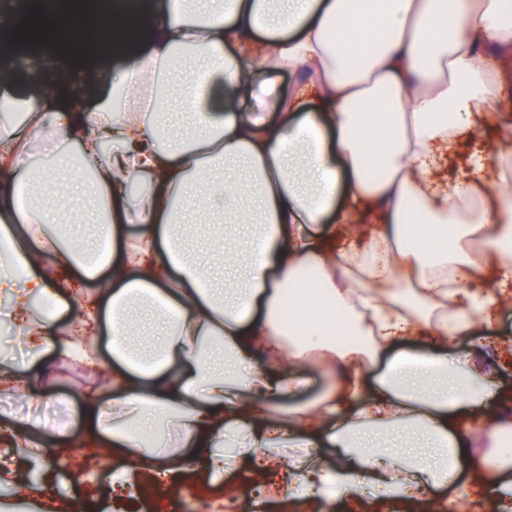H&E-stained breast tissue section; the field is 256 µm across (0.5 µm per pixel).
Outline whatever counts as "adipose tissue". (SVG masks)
Segmentation results:
<instances>
[{"mask_svg": "<svg viewBox=\"0 0 512 512\" xmlns=\"http://www.w3.org/2000/svg\"><path fill=\"white\" fill-rule=\"evenodd\" d=\"M104 29L138 48L99 104L51 88L20 122L0 103V298L32 363L99 374L78 395L113 486L248 464L287 470L274 498L313 507L512 478L493 361L512 310V0H152ZM86 198L110 245L96 262L46 231ZM192 210L249 235L194 258ZM308 371L328 379L311 399ZM68 436L0 425L33 455Z\"/></svg>", "mask_w": 512, "mask_h": 512, "instance_id": "adipose-tissue-1", "label": "adipose tissue"}]
</instances>
